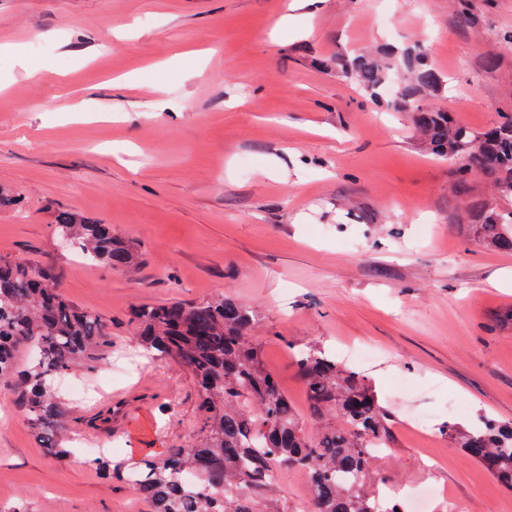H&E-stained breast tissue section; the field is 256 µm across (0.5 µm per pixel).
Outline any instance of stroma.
I'll list each match as a JSON object with an SVG mask.
<instances>
[{"label":"stroma","instance_id":"stroma-1","mask_svg":"<svg viewBox=\"0 0 512 512\" xmlns=\"http://www.w3.org/2000/svg\"><path fill=\"white\" fill-rule=\"evenodd\" d=\"M36 41L48 50L33 49ZM430 49L446 85L424 98L481 130L512 112V0H0V257L56 276L100 318L111 351L88 383L108 429L50 456L0 380V512H147L87 449L126 464L194 443L188 369L149 360L130 322L143 303L223 295L255 309L264 365L315 423L291 349L384 353L365 373L394 421L378 472L442 493L436 512H512V490L455 448L459 425L512 424V252L460 223L453 166L410 113L373 104L341 63ZM80 211L131 242L136 269L88 266L57 242ZM417 412L423 436L403 423Z\"/></svg>","mask_w":512,"mask_h":512}]
</instances>
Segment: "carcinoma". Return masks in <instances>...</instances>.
Masks as SVG:
<instances>
[{"mask_svg":"<svg viewBox=\"0 0 512 512\" xmlns=\"http://www.w3.org/2000/svg\"><path fill=\"white\" fill-rule=\"evenodd\" d=\"M398 68L409 77L400 81L393 102L413 112L430 154L454 161L456 192L469 197L475 239L512 251V211L472 196L471 186L478 177L512 197V114L474 132L450 113L423 105L422 96L440 92L444 78L420 50H393L380 62L358 56L345 73L363 96L378 102ZM55 231L64 248L90 264L114 270L139 262L137 250L112 235L109 224L65 213ZM131 323L149 355L190 370L203 413L200 440L190 448H167L132 467L104 454L91 460L95 469L135 487L150 512H283L273 477L278 465L307 475L317 512H404L400 500L382 504L364 483L374 473L373 446L387 445L391 422L368 377L323 348L297 349L293 361L318 423L312 435L262 362L251 336L258 314L251 308L222 295L197 304L144 303L132 311ZM111 346L101 321L75 307L53 275L0 259V380L17 376L20 407L57 457L69 453L68 437H58L55 428L67 418L68 403L55 382L75 367L93 371L98 352ZM21 347L31 359L18 373ZM446 432L512 488V425L486 416L470 429L452 423ZM180 474L190 476V486L178 483Z\"/></svg>","mask_w":512,"mask_h":512,"instance_id":"cac0c4a2","label":"carcinoma"}]
</instances>
